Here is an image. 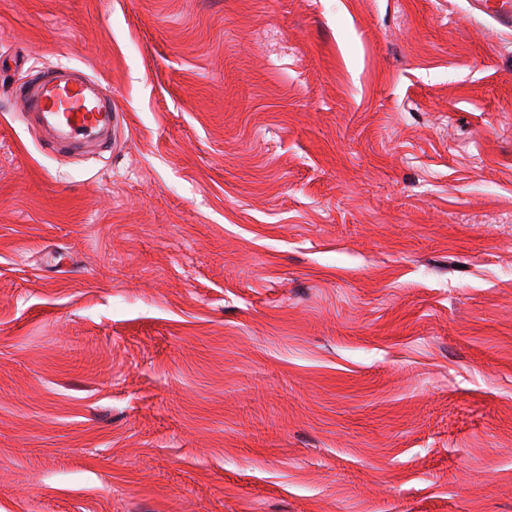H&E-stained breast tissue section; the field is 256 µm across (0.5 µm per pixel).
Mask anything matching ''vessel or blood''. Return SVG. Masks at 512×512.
<instances>
[{
  "mask_svg": "<svg viewBox=\"0 0 512 512\" xmlns=\"http://www.w3.org/2000/svg\"><path fill=\"white\" fill-rule=\"evenodd\" d=\"M471 6L503 26L512 25V0H472ZM14 94L26 115L54 133L61 150L77 148L112 121L111 97L95 91L78 71L64 65L38 71Z\"/></svg>",
  "mask_w": 512,
  "mask_h": 512,
  "instance_id": "1",
  "label": "vessel or blood"
}]
</instances>
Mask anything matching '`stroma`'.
<instances>
[{
    "label": "stroma",
    "mask_w": 512,
    "mask_h": 512,
    "mask_svg": "<svg viewBox=\"0 0 512 512\" xmlns=\"http://www.w3.org/2000/svg\"><path fill=\"white\" fill-rule=\"evenodd\" d=\"M0 512H512V28L0 0ZM22 112L55 135L59 150L74 149L100 134L112 121V98L96 92L78 71L64 65L38 71L14 90Z\"/></svg>",
    "instance_id": "1"
}]
</instances>
